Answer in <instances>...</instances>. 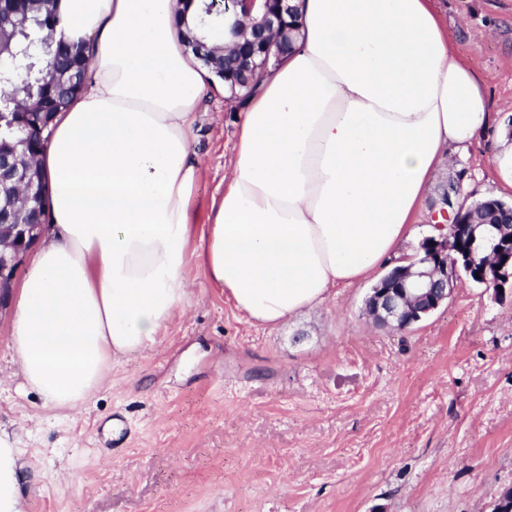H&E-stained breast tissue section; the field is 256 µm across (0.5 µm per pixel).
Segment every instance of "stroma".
Masks as SVG:
<instances>
[{"instance_id":"35a3bbf8","label":"stroma","mask_w":512,"mask_h":512,"mask_svg":"<svg viewBox=\"0 0 512 512\" xmlns=\"http://www.w3.org/2000/svg\"><path fill=\"white\" fill-rule=\"evenodd\" d=\"M498 124L441 169L475 201L497 190L493 143L512 133V0H439ZM238 115L208 89L196 149L197 223L224 175ZM152 349L113 362L86 404L55 412L24 388L0 311V429L32 464L25 512H493L512 488V296L461 277L397 331L365 312L371 281L339 284L276 327L253 325L196 261Z\"/></svg>"}]
</instances>
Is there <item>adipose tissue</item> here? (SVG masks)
I'll use <instances>...</instances> for the list:
<instances>
[{"mask_svg": "<svg viewBox=\"0 0 512 512\" xmlns=\"http://www.w3.org/2000/svg\"><path fill=\"white\" fill-rule=\"evenodd\" d=\"M294 2L301 35L240 112L199 224L205 82L179 0H57V35L89 69L40 157L51 230L9 336L47 407H81L113 359L155 344L189 258L264 327L370 278L413 235L438 169L495 122L437 0ZM23 455L0 432V512H25Z\"/></svg>", "mask_w": 512, "mask_h": 512, "instance_id": "obj_1", "label": "adipose tissue"}]
</instances>
